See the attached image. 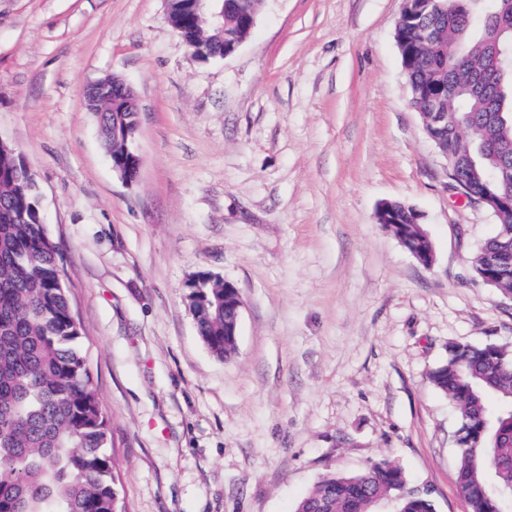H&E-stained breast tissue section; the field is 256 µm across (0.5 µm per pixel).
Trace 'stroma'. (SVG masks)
Masks as SVG:
<instances>
[{
    "label": "stroma",
    "instance_id": "1",
    "mask_svg": "<svg viewBox=\"0 0 512 512\" xmlns=\"http://www.w3.org/2000/svg\"><path fill=\"white\" fill-rule=\"evenodd\" d=\"M403 0H263L232 55L195 58L166 0H0V139L29 166L81 323L124 512H294L323 475L387 460L436 512L456 485L451 342L512 349V296L476 275L496 229L461 202L409 104ZM136 92L138 180L85 88ZM423 215L431 266L382 225ZM244 301L235 353L187 282ZM387 202L383 203L377 212V220L379 224L390 225L394 221V227L391 228L396 236H407L410 237H419L420 234L413 229V224L415 222L416 216L411 209H405L401 202L394 201L390 206L391 210L395 211V216H393L388 209L383 210L382 206ZM188 288V287H187ZM190 307L198 300H206L208 311L197 321V332L209 350L219 358H228L235 351V341H224V337L237 336L244 302L238 288L221 277L204 275L200 288H188ZM225 312L226 318L224 317Z\"/></svg>",
    "mask_w": 512,
    "mask_h": 512
}]
</instances>
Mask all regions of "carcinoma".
I'll return each instance as SVG.
<instances>
[{
    "mask_svg": "<svg viewBox=\"0 0 512 512\" xmlns=\"http://www.w3.org/2000/svg\"><path fill=\"white\" fill-rule=\"evenodd\" d=\"M422 7L395 30L410 104L423 117L448 113L434 143L449 156H471L461 176L475 191L512 190V72L501 70L497 47L512 42V0H413ZM260 0H241L225 12L224 41L246 39L241 13ZM187 46H205L207 24L172 14ZM101 115L107 153L112 100L92 99ZM36 190L15 148L0 143V512H121L109 430L91 387L81 350V327L58 269V248L38 222ZM393 232L417 237L416 216L393 202ZM497 231L474 257L478 271L512 250V211L496 215ZM205 300L197 332L209 350L228 358L224 341V282L205 275L189 289V306ZM430 382L456 404L460 439L457 483L469 512H512V351L496 344L450 343ZM398 465L381 461L356 473L323 475L295 512H370L387 498L396 512H435L426 493L405 491Z\"/></svg>",
    "mask_w": 512,
    "mask_h": 512,
    "instance_id": "cac0c4a2",
    "label": "carcinoma"
}]
</instances>
